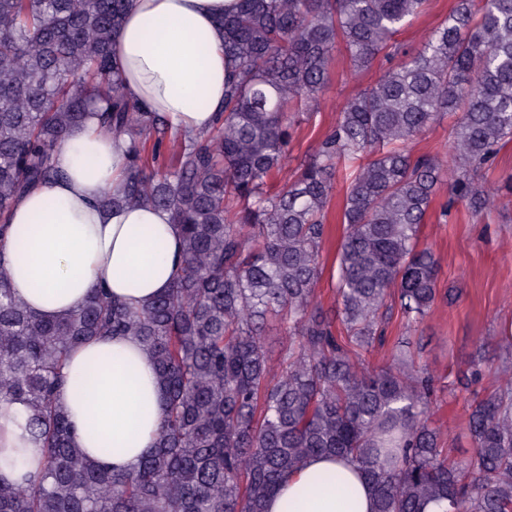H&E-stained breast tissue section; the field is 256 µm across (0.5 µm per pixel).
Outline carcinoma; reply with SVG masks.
I'll use <instances>...</instances> for the list:
<instances>
[{
	"label": "carcinoma",
	"mask_w": 512,
	"mask_h": 512,
	"mask_svg": "<svg viewBox=\"0 0 512 512\" xmlns=\"http://www.w3.org/2000/svg\"><path fill=\"white\" fill-rule=\"evenodd\" d=\"M128 2L0 0V241L15 201L62 178L55 152L93 116L127 138L123 186L103 205L168 210L182 247L180 275L148 305L94 288L60 318L17 299L0 262V410L23 403L43 451L37 472L0 479V512H263L286 473L322 455L357 464L375 512H512V366L468 408L475 455L460 465L427 423L435 379L408 339L381 367L362 354L383 341L387 297L409 323L436 300L438 261L419 241L436 185L448 180L445 213L465 198L477 214L502 191L475 176L512 140V0H455L414 51L395 36L426 0H239L222 20L234 74L220 116L170 153L168 118L123 92L112 46ZM340 49L355 70L380 55L389 67L273 191L292 115L330 82ZM447 115L443 166L412 143ZM338 178L334 311L316 287ZM270 317L288 333L276 370ZM120 335L142 342L166 402L154 451L109 471L73 445L56 391L74 347Z\"/></svg>",
	"instance_id": "obj_1"
}]
</instances>
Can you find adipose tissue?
Masks as SVG:
<instances>
[{
	"label": "adipose tissue",
	"instance_id": "1",
	"mask_svg": "<svg viewBox=\"0 0 512 512\" xmlns=\"http://www.w3.org/2000/svg\"><path fill=\"white\" fill-rule=\"evenodd\" d=\"M237 0H130L113 52L123 91L160 112L177 133L210 129L224 103L228 61L219 20ZM125 141L94 121L74 127L55 156L63 179L19 199L4 257L18 299L45 317L72 312L93 288L135 305L151 302L180 272V229L168 211L103 207L117 190ZM57 400L76 447L107 469L133 468L154 448L164 392L145 347L132 336L74 350ZM374 492L351 461L317 456L289 473L267 512H371Z\"/></svg>",
	"mask_w": 512,
	"mask_h": 512
}]
</instances>
